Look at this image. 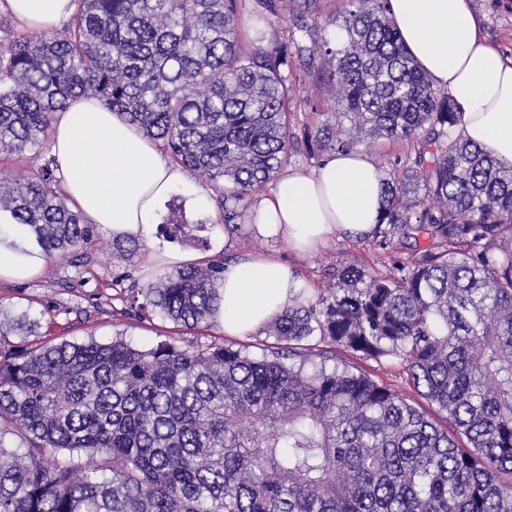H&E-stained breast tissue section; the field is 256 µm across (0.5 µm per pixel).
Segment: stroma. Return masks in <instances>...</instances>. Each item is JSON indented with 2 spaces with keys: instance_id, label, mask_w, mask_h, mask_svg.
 Instances as JSON below:
<instances>
[{
  "instance_id": "1",
  "label": "stroma",
  "mask_w": 512,
  "mask_h": 512,
  "mask_svg": "<svg viewBox=\"0 0 512 512\" xmlns=\"http://www.w3.org/2000/svg\"><path fill=\"white\" fill-rule=\"evenodd\" d=\"M472 5L489 38L512 57V0H472ZM260 197V192H253L246 201L244 218L223 230L221 255L225 263H232L245 255L257 258L276 255L287 261L297 275L317 292L332 286L337 267L358 264L379 268V251L367 237L336 234L315 250L298 254L288 250L278 238L259 236L254 226V210ZM168 201V206L160 208V215H168L169 205L180 206V220L193 227L190 236L172 239L162 225H154L151 233L142 237V249L121 260L112 255V232L101 231L98 243L89 251L82 268H74L69 260L64 259L45 263L41 274L31 280H0V307L14 319L24 312L35 318L45 309L57 310L56 320L63 329V338L67 340L80 341L92 337L108 342L120 333L132 346L145 347L172 336L185 341H221L226 346L247 351L252 357H262L266 337L260 333L228 336L218 326L192 332L157 314L141 319L123 313V303L116 294L121 289L148 281L147 258L151 253L170 250L199 252L203 247L215 245L216 225H201L200 213L183 208L179 195L169 196ZM79 273L83 274L84 282L81 287H72L71 282Z\"/></svg>"
}]
</instances>
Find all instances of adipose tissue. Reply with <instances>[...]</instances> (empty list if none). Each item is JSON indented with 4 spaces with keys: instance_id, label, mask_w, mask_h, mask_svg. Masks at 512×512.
Returning a JSON list of instances; mask_svg holds the SVG:
<instances>
[{
    "instance_id": "1",
    "label": "adipose tissue",
    "mask_w": 512,
    "mask_h": 512,
    "mask_svg": "<svg viewBox=\"0 0 512 512\" xmlns=\"http://www.w3.org/2000/svg\"><path fill=\"white\" fill-rule=\"evenodd\" d=\"M21 22L56 29L75 0H7ZM406 51L462 107L463 135L512 163V59L485 39L471 0H391ZM51 153L62 188L88 223L117 236L148 235L161 203L179 193L188 209L214 213L211 190L172 162L131 123L97 99L79 97L56 113ZM382 176L362 152L336 153L312 170L289 169L255 208L256 231L307 252L336 233L369 234L382 207ZM45 255L17 224L0 226V280L37 277ZM216 316L228 336H248L307 290L288 264L253 258L224 268Z\"/></svg>"
}]
</instances>
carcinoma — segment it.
<instances>
[{"mask_svg": "<svg viewBox=\"0 0 512 512\" xmlns=\"http://www.w3.org/2000/svg\"><path fill=\"white\" fill-rule=\"evenodd\" d=\"M52 31L0 40V154L43 160L0 180V211L49 260L79 262L100 239L66 203L50 153L54 115L96 98L210 184L224 225L276 181L296 145L310 159L367 139L408 151L383 178L370 233L384 273L336 269L316 298L264 325L260 359L212 341L135 348L0 343V512H512V163L457 130L461 108L405 51L389 0H346L326 25L321 0H254L267 47L241 42L243 0H77ZM332 85L336 111L293 132L296 67ZM140 244L112 240L126 259ZM224 261L135 285L127 309L187 329L214 326ZM318 342L311 343L312 338ZM397 357L417 407L348 363ZM443 416L444 424L437 422ZM86 455L63 464V452Z\"/></svg>", "mask_w": 512, "mask_h": 512, "instance_id": "1", "label": "carcinoma"}]
</instances>
